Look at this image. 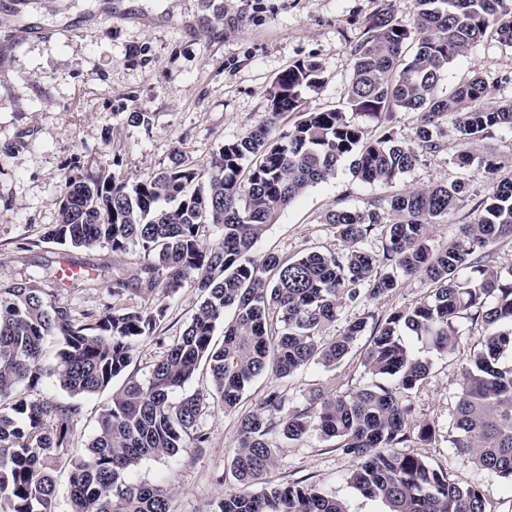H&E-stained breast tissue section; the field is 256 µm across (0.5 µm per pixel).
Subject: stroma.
Returning a JSON list of instances; mask_svg holds the SVG:
<instances>
[{
  "label": "stroma",
  "instance_id": "obj_1",
  "mask_svg": "<svg viewBox=\"0 0 512 512\" xmlns=\"http://www.w3.org/2000/svg\"><path fill=\"white\" fill-rule=\"evenodd\" d=\"M222 15L206 17L210 5ZM378 0H0V277H43L44 288L73 317L110 303L113 275L131 278L146 263L135 245L122 254L107 248L72 249L39 243L59 218L60 187L67 173L89 164L136 181L166 166L175 151L202 160L221 144L254 129L269 107L275 79L299 60L315 61L327 79L306 95L307 110L337 109L362 127L367 139L391 132L413 141L415 112L373 119L347 103L353 50ZM481 73L489 86L487 104L512 100V50L488 36L449 64L442 93ZM152 113L151 125H136L129 113ZM440 148L420 152L416 164L391 185L365 183L343 160L334 178L310 188L269 225L253 256L276 253L294 259L312 251L341 247L334 225L322 216L335 209L365 210L387 204L390 196L432 185L462 182L467 193L446 223L432 225V246L460 235L478 203L492 191L478 159L493 156L503 175H512V128L458 145L439 135ZM467 152L473 165L456 162ZM79 267L81 277L56 286L49 279L61 262ZM430 292L412 277L379 300L347 307L342 321L385 317L423 301ZM200 302L191 288L168 301V314L156 336L139 343L126 376L145 379L153 363L180 336ZM417 355L430 357L428 381L411 398L416 423L435 430L431 443L411 442L459 485L479 484L490 512H512V480L477 470L468 456L448 443L453 422L461 356L430 353L416 337L405 339ZM367 338H360L339 365H312L280 379H256L242 395L237 413L225 414L210 402L200 419L204 447H188L175 458H147L133 478L163 483L172 492L173 512H210L228 489L238 420L272 390L288 403L303 404L310 390L344 392L370 380L362 364ZM111 391L77 398L72 446L83 451ZM275 484L302 482L344 500L349 512H384L382 503L363 497L344 479L348 456L319 434L299 441L276 439Z\"/></svg>",
  "mask_w": 512,
  "mask_h": 512
}]
</instances>
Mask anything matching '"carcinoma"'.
I'll return each instance as SVG.
<instances>
[{
  "mask_svg": "<svg viewBox=\"0 0 512 512\" xmlns=\"http://www.w3.org/2000/svg\"><path fill=\"white\" fill-rule=\"evenodd\" d=\"M418 3L411 30L394 17L391 0H381L354 49L347 90L351 108L367 117L418 113L415 147L392 132L367 141L335 109L307 112L276 135L279 117L301 111L303 95L325 83L318 64L303 60L275 80L265 120L204 162L177 151L169 165L134 184L92 165L65 176L59 221L31 246H107L118 254L134 244L152 260L131 281L112 278V303L81 320L36 279H0V512H55L61 465L68 468L69 512H171L166 485L131 479L140 463L174 458L189 442L201 447L207 436L198 420L209 397L230 414L262 375L336 366L367 321H349L331 338L326 329L358 300L392 293L404 276L430 282L432 295L375 321L363 359L371 383L311 394L291 407L280 392H268L239 419L234 486L213 512H348L310 485L253 492L275 465L272 437L297 441L313 431L352 460L347 483L387 512H490L479 485L461 486L428 457L403 451L414 438L432 440L435 431L410 416L407 401L431 363L415 356L402 336L450 356L460 350L459 321L480 324V348L458 379L448 442L478 469L512 480V266L488 264L490 248L512 239V176L498 175L492 157L480 161L484 174L495 177L493 193L446 246L430 244V228L463 200L457 182L393 195L386 209L327 212L323 221L336 227L342 243L337 252L253 257L267 226L309 188L334 177L349 156L360 180L389 185L414 166L416 147L440 148L434 132L445 121L462 145L489 129L512 128V101L483 104L488 85L480 74L446 96L439 92L448 64L488 32L512 49V0ZM207 224L222 226L218 243L201 238ZM371 237L380 239L381 252L363 247ZM182 288L196 289L201 301L181 336L148 380L131 377L112 392L84 453H73L78 405L29 399L22 390L39 387L45 376L72 397L106 390L129 367L136 345L157 335L165 298ZM130 290L156 301L131 305ZM229 308L235 318L218 346L214 333ZM49 338L57 351L47 368L42 354ZM203 364L210 389L174 397Z\"/></svg>",
  "mask_w": 512,
  "mask_h": 512,
  "instance_id": "cac0c4a2",
  "label": "carcinoma"
}]
</instances>
